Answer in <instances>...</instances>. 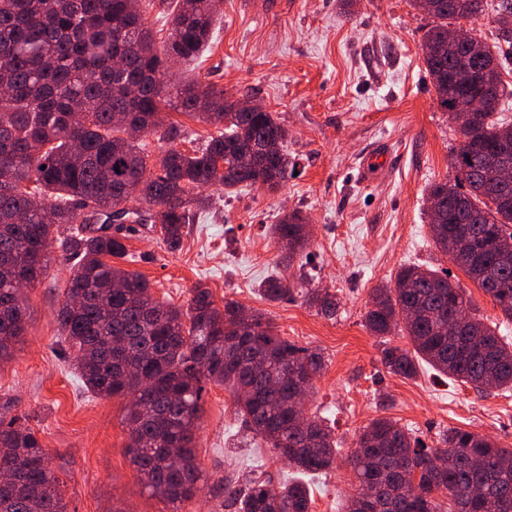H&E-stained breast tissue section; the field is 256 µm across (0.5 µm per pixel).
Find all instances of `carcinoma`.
<instances>
[{
	"label": "carcinoma",
	"mask_w": 512,
	"mask_h": 512,
	"mask_svg": "<svg viewBox=\"0 0 512 512\" xmlns=\"http://www.w3.org/2000/svg\"><path fill=\"white\" fill-rule=\"evenodd\" d=\"M219 0H175L159 41L140 0H0V361L26 335L28 288L47 273L57 244L72 275L57 321L77 352L83 386L102 397L131 399L130 461L144 485L172 504L191 499L200 480L195 436L205 384L224 386L237 413L296 471L316 476L333 467L337 442L324 418L298 414L293 392L313 391L322 353L279 336L258 312L240 318L233 300L219 308L197 284L186 311L159 301L142 276L112 264L127 256L114 223L151 221L179 249L194 191L213 185L280 188L290 163L286 130L263 106L239 110L224 88L169 79L176 64L194 60L210 37ZM433 25L423 38L426 70L441 108L460 100L482 108L453 155L454 182L430 185L442 208L430 213L435 247L490 296L512 322V184L495 171L512 161V123L496 117L512 73V0H412ZM494 14L498 41L470 30L473 50L448 45V26ZM168 110L212 125L217 135L191 152L174 145L177 127L155 115ZM168 143L155 162L129 130ZM104 217L100 225L93 221ZM62 224H76L66 237ZM286 258L308 247L306 219L297 211L273 225ZM291 288L267 279L263 297L280 301ZM309 306L336 316V295L305 291ZM365 326L376 336L400 327L411 349L387 346L381 364L410 378L426 362L480 392L512 389V342L477 314L460 282L429 267L401 268L394 283L374 289ZM115 336L129 352L112 348ZM452 464L438 470L434 458ZM350 466L357 479L345 512H512V448L450 429L427 447L387 418L373 420L356 440ZM16 472L0 490V512H67L59 481L35 433L13 418L0 421V468ZM415 477L419 495L402 487ZM238 512H310L301 482L275 486L254 480L241 494L225 484Z\"/></svg>",
	"instance_id": "cac0c4a2"
}]
</instances>
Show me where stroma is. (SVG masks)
Returning a JSON list of instances; mask_svg holds the SVG:
<instances>
[{"instance_id":"1","label":"stroma","mask_w":512,"mask_h":512,"mask_svg":"<svg viewBox=\"0 0 512 512\" xmlns=\"http://www.w3.org/2000/svg\"><path fill=\"white\" fill-rule=\"evenodd\" d=\"M430 23L411 0H224L209 44L174 76L217 84L272 112L288 132L296 173L274 192L203 189L208 202L185 225L175 252L154 224L123 228L128 255L117 265L148 280L154 298L184 309L201 284L216 303L259 311L281 337L323 353L307 409L327 420L339 451L333 469L307 480L311 512H340L355 488L347 459L376 418L412 430L432 448L451 428L512 448V390L483 394L426 365L413 378L388 373L382 349L411 342L395 332L374 335L364 324L373 288L418 264L464 281L479 316L512 335L494 301L465 282L431 239L428 189L455 177L460 135L424 63ZM383 146L387 168L362 169V157ZM292 211L306 217L310 244L286 269L268 228ZM280 273L335 293L336 316L317 314L298 291L265 300L263 282ZM70 275L62 252L51 248L46 276L27 291V333L0 361V419L21 418L34 431L68 512H236L225 484L243 490L253 479L278 485L293 476L253 438L232 395L209 384L195 442L199 493L174 505L146 490L128 455L127 398L88 392L59 330Z\"/></svg>"}]
</instances>
